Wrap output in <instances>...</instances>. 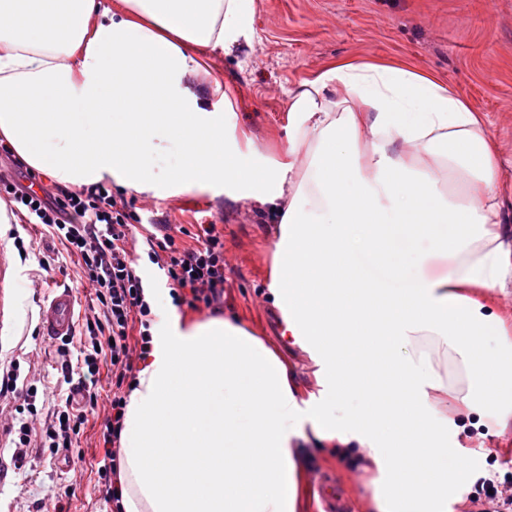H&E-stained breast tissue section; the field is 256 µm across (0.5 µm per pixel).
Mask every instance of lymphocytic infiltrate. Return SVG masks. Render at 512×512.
Returning <instances> with one entry per match:
<instances>
[{"label": "lymphocytic infiltrate", "mask_w": 512, "mask_h": 512, "mask_svg": "<svg viewBox=\"0 0 512 512\" xmlns=\"http://www.w3.org/2000/svg\"><path fill=\"white\" fill-rule=\"evenodd\" d=\"M0 199L18 219L45 226L49 236L76 257L82 278L95 290L102 314L94 318L97 334L81 343L63 338L57 351L63 367L79 365L84 383L80 404H66L60 420L44 430L51 452L70 449L77 428L98 406L96 384L102 362L112 367L111 413L101 426L109 447L97 469L112 512H122L115 484L125 409L136 378V363L151 348L153 322L148 284L140 267L147 258L161 272L172 303L194 312L216 311L224 305V235L216 225H197L191 244L178 243L168 233L137 236L140 223L133 204L113 195L108 184L78 188L41 186L38 174H0Z\"/></svg>", "instance_id": "1"}]
</instances>
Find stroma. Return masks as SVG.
<instances>
[{
  "label": "stroma",
  "mask_w": 512,
  "mask_h": 512,
  "mask_svg": "<svg viewBox=\"0 0 512 512\" xmlns=\"http://www.w3.org/2000/svg\"><path fill=\"white\" fill-rule=\"evenodd\" d=\"M251 44L226 54L209 53L211 73L223 80L230 100L226 124L249 130L254 148L264 157L282 156L288 148V91L313 79L331 63L399 62L423 71L484 113L491 133L512 155V0H254ZM143 224H216L224 230V307L246 328L278 350L288 363L300 395L318 392L321 376L310 350L284 343L280 310L269 288L275 230L269 215L209 192L145 199ZM17 236L0 228V242L13 245L23 238L27 254L17 257L14 289L20 336L0 334V371L19 366L37 386L36 407L48 418L64 404L79 381L63 374L57 340L42 336L37 312L52 289L75 294L74 335L86 337L84 312L91 303L74 257L51 243L41 226L21 223ZM47 279L40 290L31 281ZM451 379L442 403L448 408V442L469 453L463 497L449 501L448 512H469L470 497L479 493L482 478L512 472L504 450H512V432H490L478 412L465 408L458 390L467 370L449 359ZM108 412L104 399L81 431L69 455L30 449L22 466H10L13 478L0 489V512H53L54 495L71 485L69 512H112L97 486V468L105 455L100 423ZM295 461L303 482L302 512H320L312 480L335 472L355 512H365L366 488L372 475L345 458L341 449L317 439L299 441Z\"/></svg>",
  "instance_id": "obj_1"
}]
</instances>
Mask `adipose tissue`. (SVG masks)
<instances>
[{"label": "adipose tissue", "instance_id": "adipose-tissue-1", "mask_svg": "<svg viewBox=\"0 0 512 512\" xmlns=\"http://www.w3.org/2000/svg\"><path fill=\"white\" fill-rule=\"evenodd\" d=\"M254 0H0V137L66 186L165 198L224 194L279 223L271 285L284 334L310 337L329 398L299 401L287 366L232 317L154 312L125 411L124 512H296L297 440L375 470L370 512H448L468 469L448 444L460 400L512 429V328L465 288H512L502 147L486 117L408 66L342 61L288 91V151L244 159L204 49L251 43ZM451 258L421 267V248ZM361 337L358 353L346 351ZM500 342L482 354L483 337ZM358 398L340 420L330 399Z\"/></svg>", "mask_w": 512, "mask_h": 512}]
</instances>
